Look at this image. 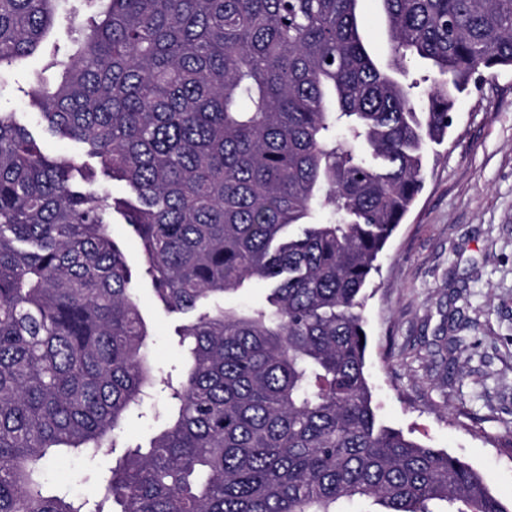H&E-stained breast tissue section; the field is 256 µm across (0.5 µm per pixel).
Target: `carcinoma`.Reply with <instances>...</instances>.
Wrapping results in <instances>:
<instances>
[{
    "label": "carcinoma",
    "instance_id": "1",
    "mask_svg": "<svg viewBox=\"0 0 512 512\" xmlns=\"http://www.w3.org/2000/svg\"><path fill=\"white\" fill-rule=\"evenodd\" d=\"M380 2L384 65L358 0H0V69L41 56L58 73L29 92L41 122L134 194L76 186L95 172L0 112V512H512L379 423L360 338L426 144L476 74L512 68V0ZM413 59L434 73L422 88ZM114 208L157 300L193 314L176 381L149 357ZM253 279L267 306L224 307ZM161 384L164 428L125 444ZM99 455L115 459L98 497L49 489L51 460ZM357 15L361 34L371 54L386 59L390 44L379 1L359 0Z\"/></svg>",
    "mask_w": 512,
    "mask_h": 512
}]
</instances>
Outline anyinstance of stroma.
Segmentation results:
<instances>
[{"mask_svg":"<svg viewBox=\"0 0 512 512\" xmlns=\"http://www.w3.org/2000/svg\"><path fill=\"white\" fill-rule=\"evenodd\" d=\"M368 49L387 58L379 0H359ZM43 63L31 58L0 75V112H10L53 157L92 170L84 144L58 138L24 91ZM112 235L131 271L149 350L163 373L184 367L178 332L187 315L156 301L140 240L120 213ZM362 308L366 373L381 423L459 457L512 503V70L483 74L459 95L447 138L429 145L423 190L381 258ZM97 463L61 458L51 486L93 497Z\"/></svg>","mask_w":512,"mask_h":512,"instance_id":"1","label":"stroma"}]
</instances>
